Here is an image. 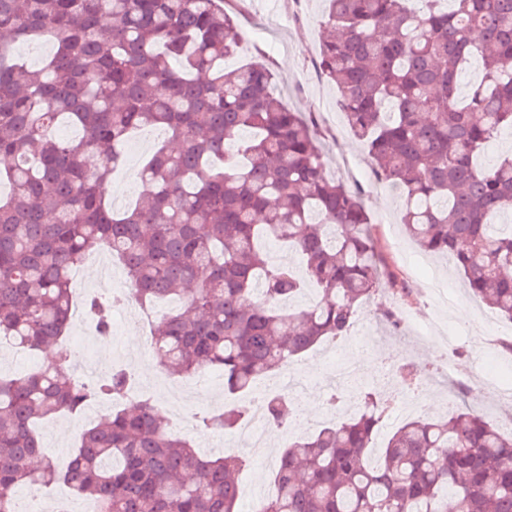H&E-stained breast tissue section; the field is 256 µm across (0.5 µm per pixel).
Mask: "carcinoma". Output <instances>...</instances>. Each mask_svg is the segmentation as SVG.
I'll use <instances>...</instances> for the list:
<instances>
[{
    "instance_id": "1",
    "label": "carcinoma",
    "mask_w": 512,
    "mask_h": 512,
    "mask_svg": "<svg viewBox=\"0 0 512 512\" xmlns=\"http://www.w3.org/2000/svg\"><path fill=\"white\" fill-rule=\"evenodd\" d=\"M229 0H0V340L59 363L0 377V512L21 486L63 481L99 512H238L239 455L201 456L168 428L150 399L114 408L84 431L68 466L40 457L35 425L119 399L131 373L87 384L74 374L65 332L71 272L94 251L121 263L149 310L183 305L153 323L151 348L169 372L218 370L224 390L247 392L326 340L349 334L359 305L386 279L361 192L326 176L313 117L294 112L259 61L224 70L242 33ZM326 0L318 60L381 182L404 196L402 222L426 252L452 258L470 292L512 320V157L477 158L512 129V0ZM51 50L29 67L22 41ZM482 76L466 97L457 78L472 57ZM67 124L78 141L57 135ZM167 130L143 164L138 204L117 212L102 185L124 163L130 134ZM100 157L91 169L85 159ZM266 238L302 258L298 271L262 250ZM316 286L318 302L284 304ZM113 301L85 307L112 335ZM411 388L417 369L389 364ZM359 411L288 440L274 491L255 512H512V434L456 406L446 419L402 424L381 460L369 448L384 401L358 389ZM267 423L289 428L293 400L264 397ZM245 411L198 416L239 429Z\"/></svg>"
}]
</instances>
